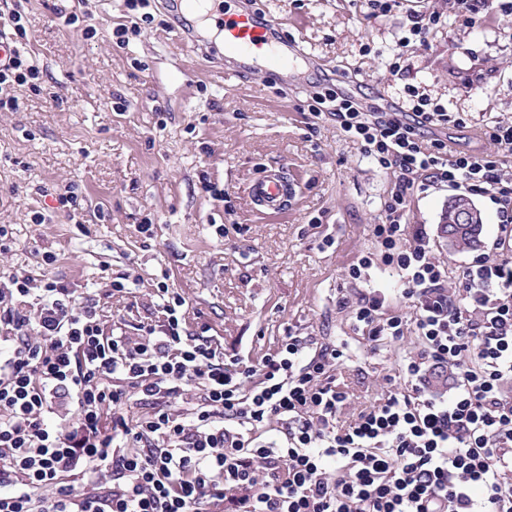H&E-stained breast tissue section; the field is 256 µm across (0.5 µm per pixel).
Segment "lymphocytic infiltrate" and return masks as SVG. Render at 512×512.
<instances>
[{
	"label": "lymphocytic infiltrate",
	"instance_id": "1",
	"mask_svg": "<svg viewBox=\"0 0 512 512\" xmlns=\"http://www.w3.org/2000/svg\"><path fill=\"white\" fill-rule=\"evenodd\" d=\"M440 22L414 16L386 70ZM7 24L0 112L17 111L14 89L44 90L23 14ZM409 95L407 112L330 89L311 106L397 174L376 249L347 279L359 288L378 264L398 273L409 312L359 288L352 320L374 341L419 337L400 385L340 424L334 345L291 333L260 362L225 357L188 333L186 300L164 283L162 320L134 339L58 281L34 291L13 275L0 282V512H512V123L485 129L494 151L457 152L425 131L464 114ZM427 180L488 198L498 216L493 253L474 256L454 290L425 226L405 221Z\"/></svg>",
	"mask_w": 512,
	"mask_h": 512
}]
</instances>
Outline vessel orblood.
<instances>
[{
	"label": "vessel or blood",
	"mask_w": 512,
	"mask_h": 512,
	"mask_svg": "<svg viewBox=\"0 0 512 512\" xmlns=\"http://www.w3.org/2000/svg\"><path fill=\"white\" fill-rule=\"evenodd\" d=\"M165 3L174 23H181L187 10L199 12L203 20L212 22L224 44L223 53H216L205 34L190 29L183 30L182 40L191 52L220 57L226 76L236 77L259 67L285 75L293 69L301 53L274 21L262 19L250 8L232 12L224 9L223 0H165ZM293 192V184L282 169L266 173L248 188L253 207L269 214L285 209Z\"/></svg>",
	"instance_id": "obj_1"
}]
</instances>
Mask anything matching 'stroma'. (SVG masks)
Wrapping results in <instances>:
<instances>
[{"label":"stroma","mask_w":512,"mask_h":512,"mask_svg":"<svg viewBox=\"0 0 512 512\" xmlns=\"http://www.w3.org/2000/svg\"><path fill=\"white\" fill-rule=\"evenodd\" d=\"M259 6L311 58L292 87L258 70L224 77L183 45L163 0H149L148 23L126 0H0V15L26 13L29 52L58 94L21 88L18 111L0 112V226L12 244L0 253V276L67 284L132 337L161 319L156 289L167 281L186 300L189 332L208 329L225 354L254 363L291 332L333 343L345 353L335 378L347 417L397 379L420 340L375 343L353 326L346 272L373 250L371 226L396 175L335 117L311 112V98L328 83L374 108H404L415 87L465 113V125L439 131L450 146L490 150L485 125L512 122V23L490 11L466 26L457 0H401L385 14L364 0ZM62 9L82 14L97 36L65 26ZM434 10L443 23L428 32V48L409 50L398 74L386 71L378 52L395 46L409 14ZM136 23L140 36L113 47V28ZM278 168L295 194L286 213L259 214L246 189ZM69 187L74 209L58 202ZM452 195L439 182L414 190L406 221L426 226L454 280L471 254L449 251L440 234ZM37 212L44 223H34ZM119 278L124 289L110 292Z\"/></svg>","instance_id":"stroma-1"}]
</instances>
